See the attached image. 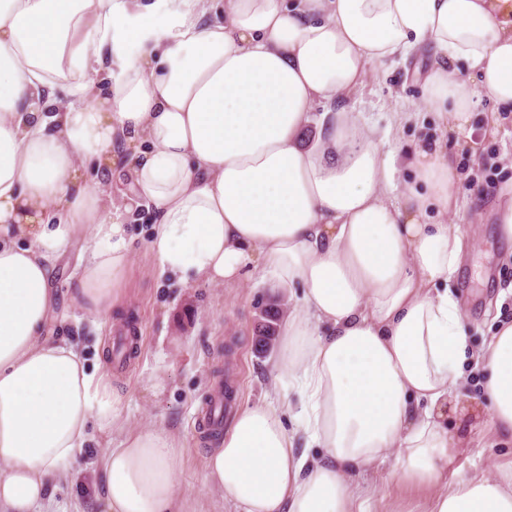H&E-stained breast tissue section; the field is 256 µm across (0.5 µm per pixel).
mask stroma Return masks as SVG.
Listing matches in <instances>:
<instances>
[{"mask_svg": "<svg viewBox=\"0 0 512 512\" xmlns=\"http://www.w3.org/2000/svg\"><path fill=\"white\" fill-rule=\"evenodd\" d=\"M422 65V58L414 55L369 73L362 94L348 106L362 123L381 130L387 128L392 108L421 111L419 125L392 131L390 148L403 159L417 145L440 144L461 175V207L449 212L448 222L463 233L466 250L451 286L463 302L470 346L476 351L500 321L512 318V244L499 237L494 224L497 188L512 180V114L495 111L484 98L465 132L448 130L424 108L417 75ZM129 236L132 264L122 282L123 310L105 319L70 305L77 255L69 253L52 280L56 315L50 335L84 344L87 359L101 357L130 427L152 422L183 442L178 497H193L203 512H236L205 481L204 461L215 443L197 419L216 383L224 379L233 387L236 407L271 399L297 404L292 383L273 382L271 353H258L254 346L267 304L278 303L287 312L292 302L287 293L273 292L269 283L256 279L215 287L157 277L146 213H138ZM130 334L138 338L137 352L121 368L113 358V340ZM464 374L466 398L479 404L482 425L469 433L470 446L457 465L466 472L491 474L512 462V455L490 445L491 410L483 398L482 371L469 361ZM106 440L105 432L90 427L79 467L49 488L39 512H100V457ZM366 484L372 512H428L435 492L431 486L401 482L389 471L367 478Z\"/></svg>", "mask_w": 512, "mask_h": 512, "instance_id": "obj_1", "label": "stroma"}]
</instances>
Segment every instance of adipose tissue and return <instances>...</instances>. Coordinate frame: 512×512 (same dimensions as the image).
Masks as SVG:
<instances>
[{
  "mask_svg": "<svg viewBox=\"0 0 512 512\" xmlns=\"http://www.w3.org/2000/svg\"><path fill=\"white\" fill-rule=\"evenodd\" d=\"M422 49L423 100L452 130L481 94L512 112V0H0V512H36L93 424L110 434L103 512H196L174 503L181 442L128 430L102 365L47 334L69 251L72 305L122 307L142 207L161 273L270 277L295 298L272 373L297 384L305 446L278 405L242 408L205 462L223 500L369 512L354 479L394 448L402 482L451 476L429 512H512V467L460 474L465 440L448 430L469 348L449 288L461 179L422 146L399 184L387 136L342 103ZM126 153L118 210L105 185ZM475 362L492 431L512 442V320Z\"/></svg>",
  "mask_w": 512,
  "mask_h": 512,
  "instance_id": "1",
  "label": "adipose tissue"
}]
</instances>
